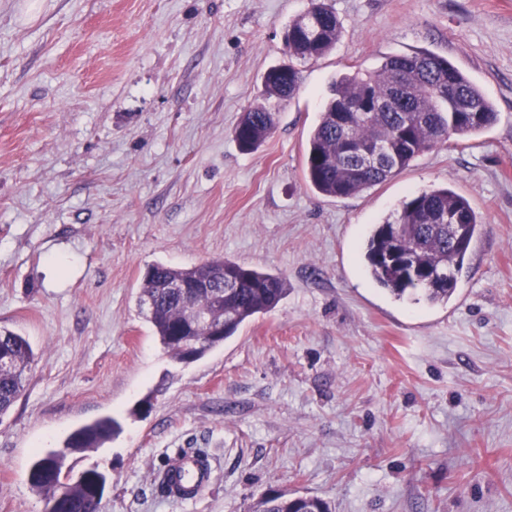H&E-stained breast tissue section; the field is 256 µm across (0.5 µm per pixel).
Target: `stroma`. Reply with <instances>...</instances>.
Segmentation results:
<instances>
[{
    "label": "stroma",
    "mask_w": 512,
    "mask_h": 512,
    "mask_svg": "<svg viewBox=\"0 0 512 512\" xmlns=\"http://www.w3.org/2000/svg\"><path fill=\"white\" fill-rule=\"evenodd\" d=\"M333 51L242 152L232 131L289 61L308 0H0V328L34 352L0 417V512H45L28 474L65 453L106 475L99 512H253L307 495L332 512H512V0H329ZM427 49L497 119L350 198L311 190L304 152L332 77ZM466 197L480 224L445 305L368 276L372 224L412 194ZM223 258L286 296L204 356L162 348L136 299L148 266ZM178 450L211 487L181 503ZM118 424L115 420L106 418L75 431L66 441L65 447L72 450L98 448L110 439ZM168 498L189 502L200 497L211 484L206 457L194 452H179L170 458L163 473Z\"/></svg>",
    "instance_id": "stroma-1"
}]
</instances>
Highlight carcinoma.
<instances>
[{
	"label": "carcinoma",
	"instance_id": "cac0c4a2",
	"mask_svg": "<svg viewBox=\"0 0 512 512\" xmlns=\"http://www.w3.org/2000/svg\"><path fill=\"white\" fill-rule=\"evenodd\" d=\"M342 26L327 0H309L306 12L288 24V55L316 60L336 46ZM301 81L292 64L288 72L269 68L262 80L263 102L244 113L233 134L244 151L258 149L272 134L275 106L294 97ZM496 112L482 91L447 59L428 50L384 58L371 73L344 72L334 77L308 143L305 171L309 186L326 197L357 196L391 179L420 155L452 137H473L491 126ZM355 146L377 147V162L361 169ZM459 225V238L448 236V224ZM479 224L469 202L448 188H434L405 199L395 213L372 229L362 246L370 277L393 296L422 291L430 305L446 304L456 291L470 244ZM206 273L233 280L238 287L225 291L224 319L228 339L251 318L276 307L287 292L285 277L227 259H211L190 268L153 264L145 272L138 308L149 300L154 311L144 314L161 345L178 360L187 357L182 337L186 302L164 288L165 283ZM33 350L20 334L0 329V416L23 394ZM106 418L75 431L66 448H98L116 431ZM67 483L63 462L38 459L28 480L43 495L48 512H99L93 502V478ZM295 498L265 496L255 512H292Z\"/></svg>",
	"mask_w": 512,
	"mask_h": 512
}]
</instances>
